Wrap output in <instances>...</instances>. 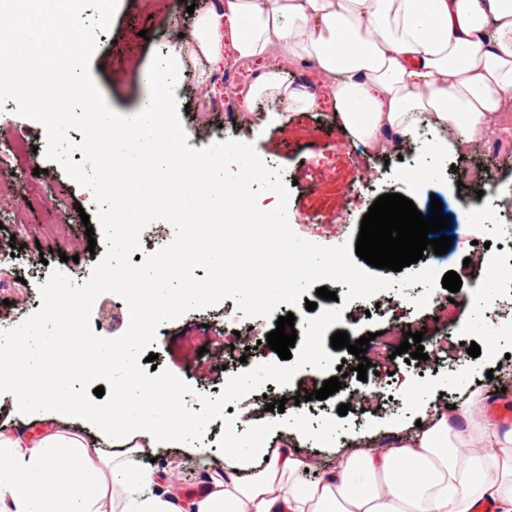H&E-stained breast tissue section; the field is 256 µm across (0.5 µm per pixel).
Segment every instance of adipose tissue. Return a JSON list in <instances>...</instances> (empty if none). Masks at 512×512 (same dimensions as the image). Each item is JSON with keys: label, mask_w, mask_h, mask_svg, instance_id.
<instances>
[{"label": "adipose tissue", "mask_w": 512, "mask_h": 512, "mask_svg": "<svg viewBox=\"0 0 512 512\" xmlns=\"http://www.w3.org/2000/svg\"><path fill=\"white\" fill-rule=\"evenodd\" d=\"M80 3L25 0L23 8L0 10V93L26 96L60 121L78 99L87 126L111 129L108 143L91 139L84 149L103 169L112 223L130 235L137 208L128 199L139 175L123 162L127 140H142L157 170L174 183L222 189L224 162L218 155L181 154L164 71L147 74L151 92L135 125L114 129L99 102L85 101L73 80L86 51ZM170 56L191 57L204 85L225 61L248 67L275 57L278 69L237 91L244 112L263 95L302 111L316 109L315 96L282 76L283 69L312 64L330 89L349 144L398 152L425 121L440 133L430 152L462 155L512 103V0H215ZM167 204L181 224L216 206L227 224L277 221L273 207L240 185L219 201L213 193L183 194ZM237 247L232 237L207 251L177 245L185 260L225 269L191 299L233 286L236 271L225 259ZM171 299L157 288L130 302L129 333L152 326ZM63 319L72 323L71 332L51 333L49 324ZM112 368L123 376L111 400H75L78 380ZM1 384L11 387L10 413L43 410L47 416L30 434L0 430V512H512V428H503L479 390L460 396L455 408L436 406L413 437L340 451L335 472L318 479L308 476L316 468L309 455L262 448L228 433L225 458L258 456L262 465L215 469L204 487L182 498L164 487L159 470L142 464L153 456L167 418L180 414L177 378L142 379L134 345L89 340L77 308L49 300L38 321L6 338ZM180 416L179 431L168 439L176 449L203 425L202 417ZM102 436L111 439V453L100 451Z\"/></svg>", "instance_id": "obj_1"}]
</instances>
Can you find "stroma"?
I'll use <instances>...</instances> for the list:
<instances>
[{
	"instance_id": "35a3bbf8",
	"label": "stroma",
	"mask_w": 512,
	"mask_h": 512,
	"mask_svg": "<svg viewBox=\"0 0 512 512\" xmlns=\"http://www.w3.org/2000/svg\"><path fill=\"white\" fill-rule=\"evenodd\" d=\"M213 0H116L105 19H98L96 0L84 4V37L87 53L78 73L83 86L95 88L115 127L138 122L148 95L143 81L146 72L164 60L167 46L179 34L190 33L196 17L207 11ZM267 65L258 62L250 71L226 63L224 85L207 89L196 80L192 60H184L175 96L187 106L180 119L188 135L189 146L200 149L215 141L233 138L253 143L260 157L282 172L289 187L287 218L293 231L310 242L336 246L358 236L361 220L373 202L386 193H399L416 207H428L432 198L452 207L479 212L493 224L512 219V119L494 125L492 132L474 142L465 159L454 153H429L427 142L411 141L416 163H432L439 174L432 186H412L399 181V171L407 160L397 154L382 155L361 146L350 145L338 124L328 89L322 85L314 68L303 65L287 70L293 86L315 94L319 107L313 112H299L285 101L268 97L257 99L253 111L236 107L235 93L250 83L253 75ZM14 101L0 108V129L7 132L0 139V152L11 142L23 141L27 151L0 165V246L16 243L17 263L0 270V329L16 326L41 306L38 286L45 283L52 269H60L76 283L89 278L103 257L106 246L89 247L82 215H94L97 206L92 192L80 186L63 167L46 159L42 149L45 131L41 124L19 115ZM494 169V185L475 191L470 179L480 169ZM41 195L50 203L48 209L32 208L31 199ZM66 220L65 233L51 232L52 224ZM484 244L483 262H473L474 243ZM498 239L493 234H479L463 228L454 262L441 264V272L453 271L462 280L461 298L451 299L445 288H437L435 298L423 309H415L412 298L424 292L423 285L407 288L405 294L382 292L366 301L364 311L344 316L339 330L351 339L367 333L387 331L401 336L407 332L423 333L422 344L427 360L394 359L380 361L375 346L366 355L371 371L366 380H358V360L347 349L335 357L349 367L339 392L324 400L301 401L296 419L282 421L268 411L273 399L294 398L300 390L321 388L324 381L339 375L338 368L320 371L300 369L290 385L265 382L239 402L226 404L223 418L213 420L201 443L186 445L184 450L169 448L160 442L155 455L157 469L172 474L182 492L198 490L209 464L222 460L217 441L224 430V417L234 418L240 435L268 448L282 445L289 428L308 429L299 446L312 455L319 473H327L336 463L339 443L355 448H371L382 437L395 431H414L417 421L425 420L439 402L454 403L458 394L477 387L481 391L512 396V313L501 307L507 296L504 288L491 291L488 309H480L464 295L479 282L489 280L500 263ZM47 263L32 270L37 255ZM290 305L282 304L271 318L247 317L233 299L190 311L178 319L161 324L149 351L156 354L158 367L180 376L191 389L185 402L200 410V397H217L224 381L244 371L245 367L278 362L279 356L266 344L275 330L277 317L287 315ZM127 305L116 294L100 295L93 306L91 322L97 335L114 339L126 331ZM450 338L455 355L437 351L433 339ZM481 349L471 357L470 344ZM340 376V375H339ZM412 384L421 394L416 405L403 398L405 384ZM378 390V405L365 411L339 415L340 404L350 403L353 393Z\"/></svg>"
}]
</instances>
